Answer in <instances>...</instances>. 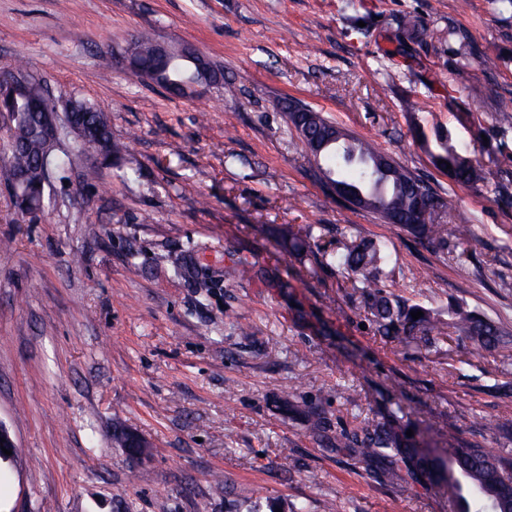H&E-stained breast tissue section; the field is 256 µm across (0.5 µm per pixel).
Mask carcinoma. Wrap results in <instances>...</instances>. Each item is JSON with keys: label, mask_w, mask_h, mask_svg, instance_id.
<instances>
[{"label": "carcinoma", "mask_w": 512, "mask_h": 512, "mask_svg": "<svg viewBox=\"0 0 512 512\" xmlns=\"http://www.w3.org/2000/svg\"><path fill=\"white\" fill-rule=\"evenodd\" d=\"M121 58L139 71L153 74L152 81L176 96H186L193 88L211 78L212 65L202 72L195 65L201 55L190 48L180 51L164 50L155 42L136 38L125 47ZM11 78L6 97L0 105L13 113L12 132L7 149L10 164L6 179L13 184L21 175L30 215L35 217L42 208L38 202L45 197L53 173L63 168L74 156L85 153L86 145L99 150L102 162L122 156L126 146L112 139L108 118L94 104L69 99L70 120L74 123V145L63 154L48 144L43 136L44 118L58 111L59 98L50 94L44 81L25 65L5 72ZM289 121L309 151L315 142L330 137L335 141L316 158L326 181L353 187L361 194L356 207L379 215L412 233L422 242L444 247L448 244V225L443 223L445 204L424 182L407 168L380 152L371 142L354 137L313 109L289 112ZM435 167L448 173L454 182L476 184L484 179L480 161L459 150L448 134L435 133V151L431 153ZM427 209L423 224L409 223L415 207ZM311 229L288 227L282 240L288 249L299 253L309 247ZM319 261L334 264L353 276L362 278L363 306L376 332L388 339L404 335L425 345L447 331L455 339L471 344L479 351L493 354L512 345V330L500 322L470 311L460 305L448 308V323L430 312L415 320L411 312L417 305H408L381 286L389 256L378 242L357 235L339 241L334 252L318 251ZM288 411L302 416L314 433L325 430L324 417L316 410L301 409L291 400H284ZM448 458L432 457L421 452L412 438L406 435L403 417L394 412L388 419L360 431H342L336 435V447L345 448L360 461L370 465L382 464V475L392 484H401L418 474L439 485L448 487L454 512H512V502L500 499V486L512 487V455L495 453L477 441L449 439Z\"/></svg>", "instance_id": "cac0c4a2"}]
</instances>
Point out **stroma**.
Segmentation results:
<instances>
[{"mask_svg": "<svg viewBox=\"0 0 512 512\" xmlns=\"http://www.w3.org/2000/svg\"><path fill=\"white\" fill-rule=\"evenodd\" d=\"M452 27L471 53L449 48ZM135 37L195 49L217 81L179 98L100 67ZM20 61L54 93L98 104L127 151L109 165L73 158L34 218L14 205L0 148V422L16 445L0 464V512H450L428 481L376 478L336 434L398 410L425 451L445 454L452 435L501 450L512 356L375 335L347 274L289 254L279 231L313 227L331 250L345 234L380 242L384 284L407 304L444 317L453 300L512 329V290L499 286L512 281V207L493 191L495 158L512 155V127L497 120L512 97V8L0 0V72ZM289 103L421 175L457 230L447 250L338 197L287 123ZM438 129L481 161L484 182L434 167ZM241 262L251 279L234 276ZM289 393L325 417L324 433L280 409ZM117 424L150 442L147 461L113 447Z\"/></svg>", "mask_w": 512, "mask_h": 512, "instance_id": "1", "label": "stroma"}]
</instances>
